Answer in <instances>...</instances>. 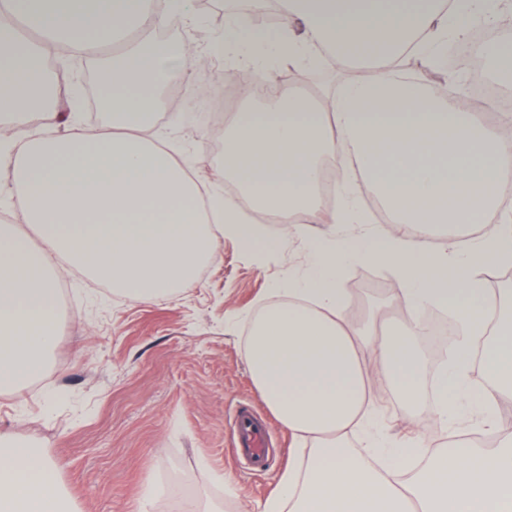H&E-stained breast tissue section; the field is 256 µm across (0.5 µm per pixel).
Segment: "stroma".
Wrapping results in <instances>:
<instances>
[{
	"mask_svg": "<svg viewBox=\"0 0 512 512\" xmlns=\"http://www.w3.org/2000/svg\"><path fill=\"white\" fill-rule=\"evenodd\" d=\"M156 133L183 147L200 179L222 161L203 115ZM306 224L276 253L249 254L236 238H217L195 281L167 300L129 299L105 280L72 270L60 294L58 344L44 374L21 395H0V435L39 448L61 464L75 512H136L146 477L171 481L182 494L221 504L222 512H259L279 493L281 475L300 445L259 397L244 360L254 316L276 289L309 265L306 240L329 232ZM393 273L354 262L340 284L353 296L357 321L384 330L407 312L394 305ZM255 410L271 433L262 469L238 461L232 428L237 409ZM233 475L243 497L228 501L217 475Z\"/></svg>",
	"mask_w": 512,
	"mask_h": 512,
	"instance_id": "stroma-1",
	"label": "stroma"
}]
</instances>
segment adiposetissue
I'll return each instance as SVG.
<instances>
[{
    "label": "adipose tissue",
    "mask_w": 512,
    "mask_h": 512,
    "mask_svg": "<svg viewBox=\"0 0 512 512\" xmlns=\"http://www.w3.org/2000/svg\"><path fill=\"white\" fill-rule=\"evenodd\" d=\"M293 30L256 27L233 13L205 50L228 48L247 65L224 123V163L201 181L163 138L151 135L168 87L191 97L183 43L155 42L173 23L197 25L192 0H0L12 22L0 40V177L30 226L0 225V394H21L45 370L58 339L63 267L102 277L129 298L155 302L194 281L218 235L278 252L287 236L263 234L255 213L283 224L362 225L307 241V274L290 281L254 323L245 360L278 422L308 446L280 478L263 512H512V432L492 419L512 398V289L489 277L512 264V113L483 120L401 68L404 54L430 63L470 21L499 23L512 0H279ZM65 55L100 59L99 101L108 118L87 132L61 109L77 93L44 64L47 41ZM352 43L376 46V74L313 96L277 84L275 65L332 64ZM340 162L338 196L317 190L323 160ZM365 181L401 232L369 230L356 181ZM241 186L224 194L225 182ZM497 223H490V216ZM440 231L443 243L431 235ZM351 261L384 265L399 278L396 305L414 320L450 313L459 329L424 383L412 324L380 334L348 320L340 286ZM405 405V419L448 424V445L429 448L415 431L389 444L372 433L367 360ZM481 366L483 380L469 373ZM470 395L494 447L476 446L457 421ZM368 434V449L348 448ZM0 512H73L59 467L31 444L0 437Z\"/></svg>",
    "instance_id": "adipose-tissue-1"
}]
</instances>
